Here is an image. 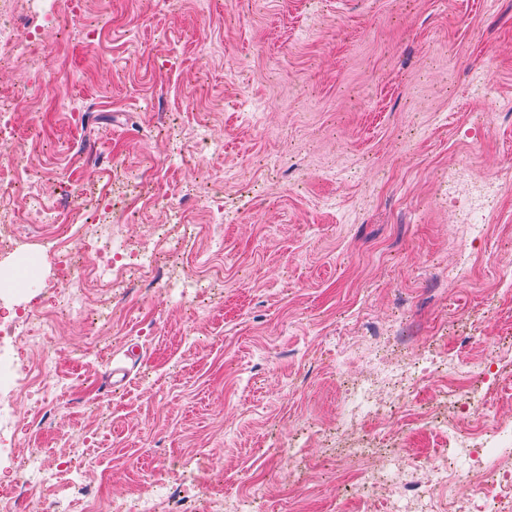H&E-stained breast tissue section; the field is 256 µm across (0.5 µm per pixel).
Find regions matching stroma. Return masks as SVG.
Wrapping results in <instances>:
<instances>
[{
  "instance_id": "obj_1",
  "label": "stroma",
  "mask_w": 512,
  "mask_h": 512,
  "mask_svg": "<svg viewBox=\"0 0 512 512\" xmlns=\"http://www.w3.org/2000/svg\"><path fill=\"white\" fill-rule=\"evenodd\" d=\"M45 29V56L0 71L55 73V87L18 108L20 136L1 150L45 197L107 187L132 212L113 224L128 246L169 227L161 271L199 288L168 292L131 274L83 282L99 319L55 321L54 350L25 342L23 366L49 362L47 412L18 432L0 462L46 451V468L78 471L32 490L81 512L150 495L177 480L226 512L239 495L259 512H391L381 486L356 499L336 446L343 401L366 370L368 324L392 326L395 359L438 349L459 365L499 367L487 424L512 421V0H82ZM97 28V39L85 30ZM94 111H81L83 101ZM204 123L224 155L198 154ZM181 155V167L164 166ZM117 167L99 169L93 156ZM503 175L479 240L458 216L448 181L459 164ZM224 194L208 223L199 198ZM151 192L185 207L184 223L145 205ZM24 234L39 259L32 286L0 298L22 313L55 291L49 229ZM464 277L447 281L460 253ZM126 371L124 381L112 371ZM434 375L415 389L412 418L374 416L348 437L375 455L399 448L427 460L447 447L453 408ZM293 439L301 457L270 455Z\"/></svg>"
}]
</instances>
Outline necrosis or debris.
Here are the masks:
<instances>
[{"label": "necrosis or debris", "mask_w": 512, "mask_h": 512, "mask_svg": "<svg viewBox=\"0 0 512 512\" xmlns=\"http://www.w3.org/2000/svg\"><path fill=\"white\" fill-rule=\"evenodd\" d=\"M34 5L35 22L20 24L13 13L0 5V67L13 66L19 57L40 53L43 43L38 36L40 24L59 25L61 13L58 0H30ZM459 181L468 183L473 202L463 214L471 238H480L487 220L490 204L500 194L502 180L497 176L473 178L469 169H461ZM25 195L27 206L24 219L30 224H60L69 213L70 194H62L58 201L44 200L26 192L17 163L0 162V222L13 221V204L18 195ZM166 232H159L147 244L132 249L114 238L108 225L98 224L87 230L85 250L91 256L92 277L103 284L137 272L142 278L155 277L159 270L160 252L168 243ZM53 256L56 293L44 301L49 314H85V302L80 287L81 277L71 261L69 251L62 243L49 249ZM361 357L368 367L369 377L358 383L350 396L345 420L356 421L360 416L374 412L395 413L425 377L431 374L455 372L456 364L445 356L430 352L405 362L392 359L384 349V338L378 329H371L369 348ZM490 363L470 367L465 382L449 385L445 393L457 403L456 423L447 433L448 447L434 463H421L395 452L379 464L362 469L356 484L358 491L367 494L380 485H388L395 494L394 512H439L441 494L454 482L470 481L466 498L454 503L453 512H499L498 498L502 489H512V468L495 471L490 479H482L485 460L501 455L498 446L501 434L512 437V422L481 429L468 428L470 418L483 409L474 392V385L486 381ZM25 395L28 404L44 406L45 397L37 387L27 385L18 374L0 377V439L14 435L18 422L10 411L13 396Z\"/></svg>", "instance_id": "4bbe7bcc"}]
</instances>
